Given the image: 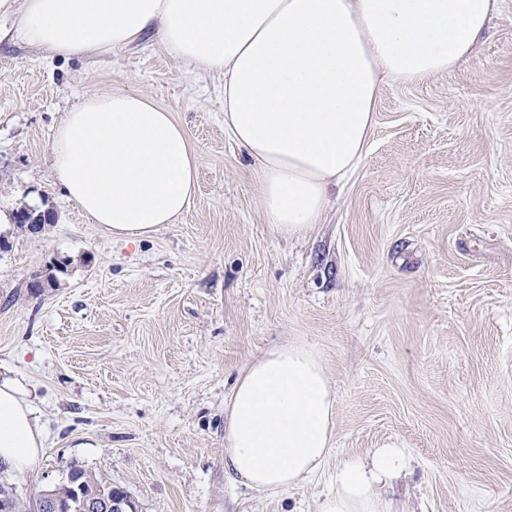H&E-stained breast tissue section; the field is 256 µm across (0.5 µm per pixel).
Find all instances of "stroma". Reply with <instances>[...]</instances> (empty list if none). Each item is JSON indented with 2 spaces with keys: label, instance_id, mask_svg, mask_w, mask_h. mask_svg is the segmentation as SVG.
<instances>
[{
  "label": "stroma",
  "instance_id": "stroma-1",
  "mask_svg": "<svg viewBox=\"0 0 512 512\" xmlns=\"http://www.w3.org/2000/svg\"><path fill=\"white\" fill-rule=\"evenodd\" d=\"M124 91L171 112L198 157L185 212L134 244L51 170L65 112ZM23 210L56 221L33 237ZM285 343L317 352L335 442L307 482L266 495L224 471V402ZM0 370L49 432L26 477L0 474L27 502L76 466L137 512H316L336 464L395 445L400 512H512V0L453 71L384 84L359 168L292 237L224 125L222 76L152 36L65 60L0 18Z\"/></svg>",
  "mask_w": 512,
  "mask_h": 512
}]
</instances>
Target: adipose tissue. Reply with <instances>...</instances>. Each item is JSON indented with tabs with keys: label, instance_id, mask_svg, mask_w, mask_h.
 Returning <instances> with one entry per match:
<instances>
[{
	"label": "adipose tissue",
	"instance_id": "1",
	"mask_svg": "<svg viewBox=\"0 0 512 512\" xmlns=\"http://www.w3.org/2000/svg\"><path fill=\"white\" fill-rule=\"evenodd\" d=\"M498 0H0L17 35L64 58L154 32L185 66L224 77V125L253 160L269 224L318 223L329 190L360 166L386 80L418 82L466 60ZM53 175L81 213L135 243L174 223L198 160L144 94L92 95L67 112ZM224 469L276 494L308 479L335 438V398L316 352L287 343L248 365L225 406ZM46 446L39 410L0 373V463L30 472ZM407 466L377 448L337 465L317 512H393L380 488Z\"/></svg>",
	"mask_w": 512,
	"mask_h": 512
}]
</instances>
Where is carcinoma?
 <instances>
[{
  "mask_svg": "<svg viewBox=\"0 0 512 512\" xmlns=\"http://www.w3.org/2000/svg\"><path fill=\"white\" fill-rule=\"evenodd\" d=\"M82 493L84 498H101L126 500L129 495L120 488L101 483L93 475L84 470L71 468L68 481L52 490L40 494L33 503L20 499L16 490L6 482H0V512H60L66 508L68 512H79L73 507L76 502L74 495Z\"/></svg>",
  "mask_w": 512,
  "mask_h": 512,
  "instance_id": "1",
  "label": "carcinoma"
}]
</instances>
